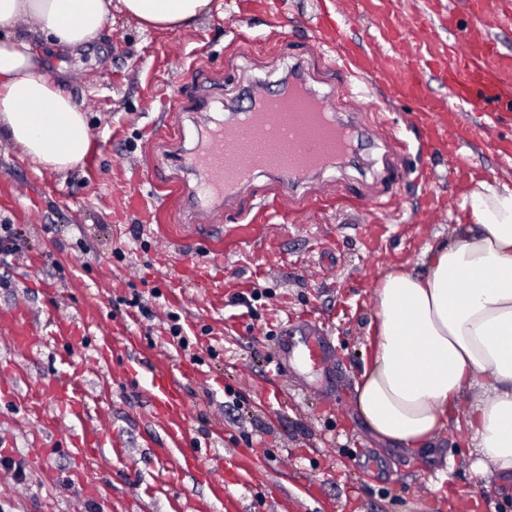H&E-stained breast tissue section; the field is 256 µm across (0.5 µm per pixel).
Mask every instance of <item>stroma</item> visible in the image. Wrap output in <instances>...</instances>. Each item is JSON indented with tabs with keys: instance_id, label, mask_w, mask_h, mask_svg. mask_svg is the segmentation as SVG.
Returning <instances> with one entry per match:
<instances>
[{
	"instance_id": "obj_1",
	"label": "stroma",
	"mask_w": 512,
	"mask_h": 512,
	"mask_svg": "<svg viewBox=\"0 0 512 512\" xmlns=\"http://www.w3.org/2000/svg\"><path fill=\"white\" fill-rule=\"evenodd\" d=\"M178 30L142 29L113 13L101 39L50 56V77L81 104L91 132L82 165L58 173L0 145V224L13 225L19 253L0 254V312L24 305L41 343L20 356L0 323V512H512V493L477 477L469 399L425 450L407 452L371 436L356 386L371 361L375 286L392 269L425 273V253L469 221L463 201L478 182L512 183V111L474 116L459 153L420 149L411 103L376 84L352 97L320 50L315 15L336 0H219ZM298 62L332 94L337 110L383 122L402 149L362 140L358 163L308 186L302 203L259 177L225 206L221 231L187 234L166 183H193L169 156L227 118L246 81L279 80ZM207 110L192 102L201 89ZM208 275L206 286L190 280ZM155 309L145 318L132 295ZM180 317L188 350L169 334ZM321 339L315 365L282 360L285 323ZM77 332L59 336L62 326ZM137 360L140 379L128 376ZM178 377L186 439L173 446L153 411L154 370ZM77 382L89 418L53 402L55 383ZM104 442L79 454L89 425ZM214 475L212 492L183 455Z\"/></svg>"
}]
</instances>
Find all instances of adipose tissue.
I'll use <instances>...</instances> for the list:
<instances>
[{
    "label": "adipose tissue",
    "instance_id": "obj_1",
    "mask_svg": "<svg viewBox=\"0 0 512 512\" xmlns=\"http://www.w3.org/2000/svg\"><path fill=\"white\" fill-rule=\"evenodd\" d=\"M143 28L174 30L213 0H0V144L55 172L91 144L82 108L34 51L65 53L100 37L113 8ZM471 219L427 252V272H387L375 289L377 342L357 387L376 439L418 450L467 393L465 417L487 483L512 488V184L482 181Z\"/></svg>",
    "mask_w": 512,
    "mask_h": 512
}]
</instances>
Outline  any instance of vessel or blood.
Returning <instances> with one entry per match:
<instances>
[{
	"instance_id": "1",
	"label": "vessel or blood",
	"mask_w": 512,
	"mask_h": 512,
	"mask_svg": "<svg viewBox=\"0 0 512 512\" xmlns=\"http://www.w3.org/2000/svg\"><path fill=\"white\" fill-rule=\"evenodd\" d=\"M471 5L472 28H460L452 18L447 21L449 38L462 45L449 66H437L405 40L407 28L430 13L427 2L416 13L390 20L367 12L371 26L384 34L387 48L358 46L342 21L332 25L323 41L350 77L367 85L386 80L392 98L414 102L418 112L428 117V136L433 139L447 131L449 122L457 121L458 116L451 112L449 99L432 96L425 76L428 70H439L448 83L450 99H456L467 111L512 108V55L495 48L507 14L496 0H471ZM282 98V91L275 90L250 99L240 107L236 125L216 126L198 143L187 160L194 172V184L179 185L174 190L184 210L220 211L225 202L237 199L261 174L272 176L283 188H294L310 173L331 168L334 159L351 145L355 135L352 123L339 120L325 96L315 95L314 100L321 115L335 127L336 140L332 143L302 134V127L309 123L308 116L302 111L282 116ZM26 315L22 307L15 308L10 315L14 324L12 345L20 353L38 343L37 337L31 336L25 327ZM152 385L156 390V414L170 418V432L181 436L183 427L178 418L183 405L179 382L170 373L159 371L153 374ZM55 400L74 416L86 412L85 396L74 386H57Z\"/></svg>"
}]
</instances>
